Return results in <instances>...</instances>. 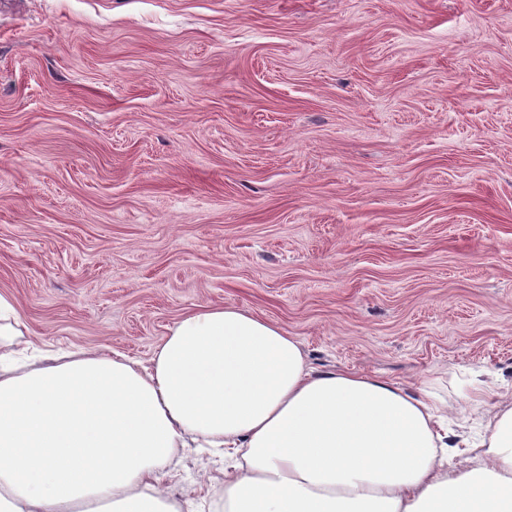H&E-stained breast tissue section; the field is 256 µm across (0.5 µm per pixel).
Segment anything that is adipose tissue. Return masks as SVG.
Instances as JSON below:
<instances>
[{"instance_id":"1","label":"adipose tissue","mask_w":512,"mask_h":512,"mask_svg":"<svg viewBox=\"0 0 512 512\" xmlns=\"http://www.w3.org/2000/svg\"><path fill=\"white\" fill-rule=\"evenodd\" d=\"M0 293V512H193L164 483L186 448L230 459L224 512H512V398L473 394L471 443L447 401L312 368L295 337L232 306L166 329L147 362L40 352Z\"/></svg>"}]
</instances>
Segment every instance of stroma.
I'll return each mask as SVG.
<instances>
[{
  "mask_svg": "<svg viewBox=\"0 0 512 512\" xmlns=\"http://www.w3.org/2000/svg\"><path fill=\"white\" fill-rule=\"evenodd\" d=\"M0 293L40 349L231 305L319 371L512 393V0H0ZM223 470L165 482L216 512Z\"/></svg>",
  "mask_w": 512,
  "mask_h": 512,
  "instance_id": "1",
  "label": "stroma"
}]
</instances>
